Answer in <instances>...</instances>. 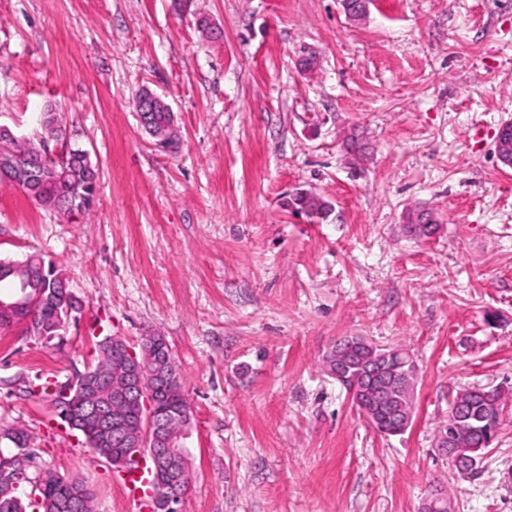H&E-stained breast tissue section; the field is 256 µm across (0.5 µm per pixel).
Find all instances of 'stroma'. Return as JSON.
I'll return each instance as SVG.
<instances>
[{
	"instance_id": "obj_1",
	"label": "stroma",
	"mask_w": 512,
	"mask_h": 512,
	"mask_svg": "<svg viewBox=\"0 0 512 512\" xmlns=\"http://www.w3.org/2000/svg\"><path fill=\"white\" fill-rule=\"evenodd\" d=\"M145 86L176 151L140 126ZM50 108L98 186L69 216L0 185V259L41 254L80 302L57 345L0 329V426L26 432L32 478L130 512L122 475L25 388L85 372L103 337L159 333L193 413L181 512H421L439 487L451 512H512V400L476 473L434 443L457 389L512 397V167L495 153L512 0H372L361 22L340 0H0V123L30 138ZM298 190L328 217L292 214ZM423 209L441 230L417 241L403 226ZM347 337L413 354L404 434L324 371Z\"/></svg>"
}]
</instances>
